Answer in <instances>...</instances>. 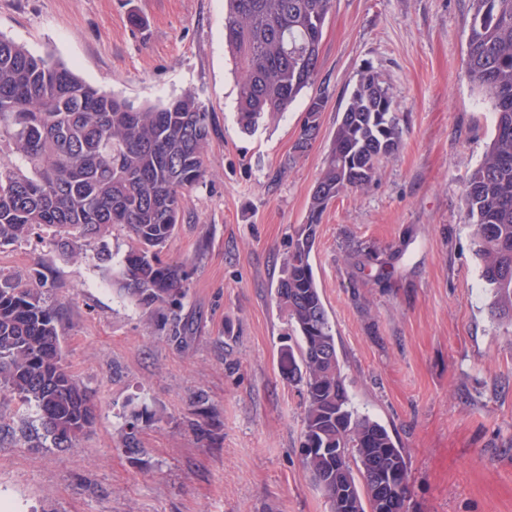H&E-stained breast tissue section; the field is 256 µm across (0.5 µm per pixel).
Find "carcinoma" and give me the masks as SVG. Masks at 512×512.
Listing matches in <instances>:
<instances>
[{
	"label": "carcinoma",
	"instance_id": "cac0c4a2",
	"mask_svg": "<svg viewBox=\"0 0 512 512\" xmlns=\"http://www.w3.org/2000/svg\"><path fill=\"white\" fill-rule=\"evenodd\" d=\"M465 75L491 103L495 134L463 190L490 315L512 322V0H469ZM334 0H225L224 39L238 72L237 120L250 131L314 83L323 28ZM327 96L311 97L294 151L302 154L320 129ZM211 115L185 93L160 105L135 106L100 91L49 56L0 36V246L40 227L99 235L127 228L135 247L122 261V291L136 306L176 313L187 294L184 265L163 261L185 193L207 172ZM397 103L381 75L364 68L350 90L305 223L294 230L274 297L296 346L281 349L288 376L299 377L304 402L302 465L329 512H407L379 481L408 480L404 450L382 424L351 406L327 310L310 261L316 227L327 207L367 188L399 149ZM361 267L387 263L369 252ZM42 283L0 276V399L37 414V438L73 448L93 427L97 402L62 351L57 312ZM154 417L125 419V453L138 455V436ZM342 451L337 456L336 451Z\"/></svg>",
	"mask_w": 512,
	"mask_h": 512
}]
</instances>
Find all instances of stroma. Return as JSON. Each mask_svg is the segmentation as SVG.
Instances as JSON below:
<instances>
[{"instance_id":"35a3bbf8","label":"stroma","mask_w":512,"mask_h":512,"mask_svg":"<svg viewBox=\"0 0 512 512\" xmlns=\"http://www.w3.org/2000/svg\"><path fill=\"white\" fill-rule=\"evenodd\" d=\"M469 7L334 0L315 81L328 101L298 154L306 99L254 131L237 124L224 0H0V35L138 104L192 92L214 121L206 176L162 249L187 266L179 317L125 298L122 225L0 246L1 274L45 281L67 361L98 401L94 427L67 449L25 438L33 411L0 401V499L13 512H328L301 465L302 398L280 367L289 327L274 289L345 93L368 66L399 104L402 144L368 189L329 205L311 254L347 389L404 449L409 512H512V324L490 316L462 200L495 127L464 76ZM395 245L404 255L383 283L349 257ZM179 319L192 329L178 340ZM200 392L207 439L187 425ZM134 410L156 419L138 458L122 449Z\"/></svg>"}]
</instances>
